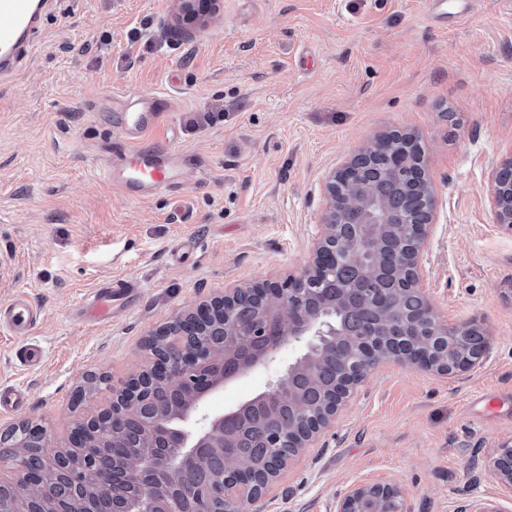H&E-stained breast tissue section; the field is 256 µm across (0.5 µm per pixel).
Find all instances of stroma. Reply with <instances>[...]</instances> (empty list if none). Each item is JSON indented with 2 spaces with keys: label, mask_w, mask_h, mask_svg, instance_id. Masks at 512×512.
<instances>
[{
  "label": "stroma",
  "mask_w": 512,
  "mask_h": 512,
  "mask_svg": "<svg viewBox=\"0 0 512 512\" xmlns=\"http://www.w3.org/2000/svg\"><path fill=\"white\" fill-rule=\"evenodd\" d=\"M162 93L180 149L197 158L177 195L123 196L104 162L125 143L114 93ZM419 136L436 196L421 284L440 320L476 324L472 369H374L258 512H336L358 483L399 485L410 512L473 499L512 512L486 461L512 438V232L489 186L512 158V0H218L202 21L180 0H61L27 64L0 79V306L40 309L34 368L0 331V389H26L0 429L44 427L49 448L106 407L110 384L145 364L152 331L225 286L294 273L308 260L327 175L374 137ZM138 302L106 325L75 315L100 284ZM300 352L210 395L224 412ZM86 401L73 404L77 387Z\"/></svg>",
  "instance_id": "stroma-1"
}]
</instances>
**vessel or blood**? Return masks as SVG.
I'll use <instances>...</instances> for the list:
<instances>
[{"mask_svg":"<svg viewBox=\"0 0 512 512\" xmlns=\"http://www.w3.org/2000/svg\"><path fill=\"white\" fill-rule=\"evenodd\" d=\"M54 0H0V76L12 73L31 55L43 17ZM124 105L114 118L126 135L124 147L107 170L113 186L132 200L178 190L185 155L175 147V131L166 125L165 107L156 94L125 92ZM137 294L127 282L115 279L97 289L80 313L89 323H110L113 314L135 303ZM37 312L23 297L0 310V327L13 336L32 331Z\"/></svg>","mask_w":512,"mask_h":512,"instance_id":"obj_1","label":"vessel or blood"}]
</instances>
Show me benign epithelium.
I'll list each match as a JSON object with an SVG mask.
<instances>
[{"mask_svg": "<svg viewBox=\"0 0 512 512\" xmlns=\"http://www.w3.org/2000/svg\"><path fill=\"white\" fill-rule=\"evenodd\" d=\"M419 147L413 133L381 135L333 170L325 183L326 208L309 261L284 278L232 284L150 333L143 345L146 365L111 388L112 404L87 415L82 432L69 437L65 449L43 452L42 427L19 425L1 433L0 441L10 443L12 451L0 450V468L14 470L31 496L21 507L16 497L1 491L0 512H111L109 499L118 480L111 459L121 453L117 442L133 422L146 441L137 463L145 491L121 512H253L293 457L336 424L356 387L381 361L448 374L474 367L486 350L479 330L471 323L441 322L418 287V259L425 251L427 226L435 220V193L424 161L409 162ZM379 163L402 182L396 214L406 249L393 255L392 263L418 302L412 312L400 315L401 334L387 347L376 337L366 339L346 358L317 410L297 405L288 433L275 432L273 442L266 443L272 452L260 470L228 481L215 478L181 500L161 501L154 489L184 471L181 458L196 462L204 449L231 446L233 423L270 396L286 394L288 401L296 400L284 388L297 375L310 373L321 343L339 334L332 317L336 302L323 298L322 290L336 269L348 266L359 278L379 272L371 258L390 227V213L372 186L358 190L365 172ZM489 193L495 223L512 231V159L497 168ZM286 344L302 348V355L257 397L221 414L202 409L208 395L228 381L224 364H236L241 374L266 364ZM27 448L42 450L40 468L30 467ZM490 466L501 483L512 486V439L500 444ZM375 502L382 505L380 512H408L401 488L381 483L352 486L336 512H373L369 504Z\"/></svg>", "mask_w": 512, "mask_h": 512, "instance_id": "7a95c632", "label": "benign epithelium"}]
</instances>
